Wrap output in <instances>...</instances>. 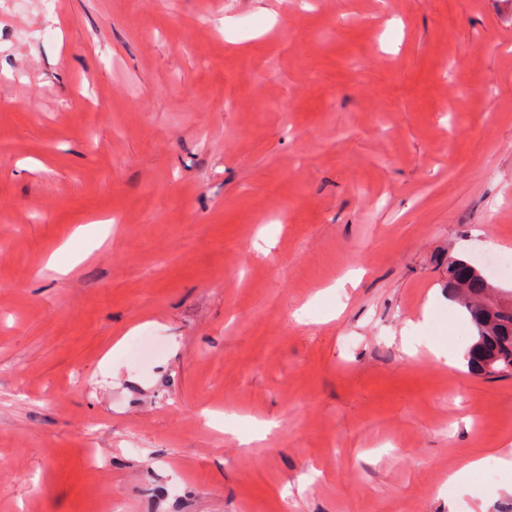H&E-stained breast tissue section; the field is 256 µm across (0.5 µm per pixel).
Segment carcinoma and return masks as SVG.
Returning <instances> with one entry per match:
<instances>
[{"label": "carcinoma", "mask_w": 512, "mask_h": 512, "mask_svg": "<svg viewBox=\"0 0 512 512\" xmlns=\"http://www.w3.org/2000/svg\"><path fill=\"white\" fill-rule=\"evenodd\" d=\"M476 267L459 259H448V297L469 317L474 328V342L482 343L496 365L512 364V312L487 310L479 306L488 280Z\"/></svg>", "instance_id": "carcinoma-1"}]
</instances>
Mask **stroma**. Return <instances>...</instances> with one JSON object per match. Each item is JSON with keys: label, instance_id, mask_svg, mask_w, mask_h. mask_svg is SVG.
<instances>
[{"label": "stroma", "instance_id": "obj_1", "mask_svg": "<svg viewBox=\"0 0 512 512\" xmlns=\"http://www.w3.org/2000/svg\"><path fill=\"white\" fill-rule=\"evenodd\" d=\"M489 252L512 0H0V512H512ZM486 284L491 285L469 262L448 259V297L468 315L475 332L473 346L483 343L487 358H495L497 367H505L512 364V311L487 310L479 301L488 288L489 298L497 306L510 309L511 302L502 300L495 287L486 288Z\"/></svg>", "mask_w": 512, "mask_h": 512}]
</instances>
